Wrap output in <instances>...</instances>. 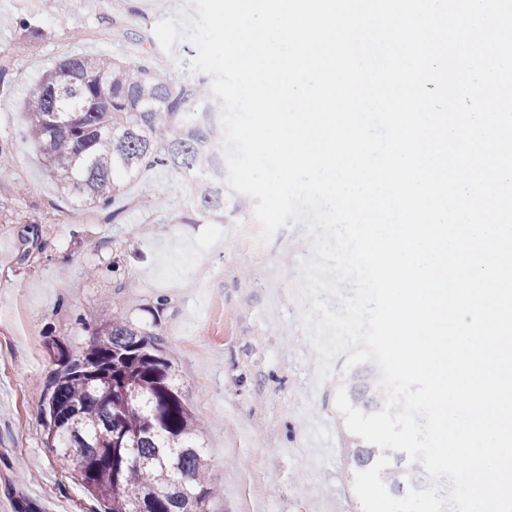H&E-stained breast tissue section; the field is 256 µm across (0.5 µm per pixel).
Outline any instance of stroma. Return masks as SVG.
<instances>
[{
    "mask_svg": "<svg viewBox=\"0 0 512 512\" xmlns=\"http://www.w3.org/2000/svg\"><path fill=\"white\" fill-rule=\"evenodd\" d=\"M20 2L0 13V60L10 61L0 70V512H96L47 446L42 395L56 366L46 344L83 350L105 300L144 320L162 297L159 332L222 488L214 512H359L353 434L335 403L351 369L338 355L318 381L311 305L295 295L311 255L305 224L264 238L254 199L230 190L223 236L180 225L192 189L160 168L74 221L76 204L24 136L29 92L64 54L126 61L146 46L181 76L192 43L164 54L154 27L185 12L184 0Z\"/></svg>",
    "mask_w": 512,
    "mask_h": 512,
    "instance_id": "35a3bbf8",
    "label": "stroma"
}]
</instances>
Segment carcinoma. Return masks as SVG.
<instances>
[{
  "label": "carcinoma",
  "instance_id": "carcinoma-1",
  "mask_svg": "<svg viewBox=\"0 0 512 512\" xmlns=\"http://www.w3.org/2000/svg\"><path fill=\"white\" fill-rule=\"evenodd\" d=\"M151 58L62 56L25 102V135L58 189L80 206L106 207L144 169L173 168L194 188L184 220L222 224L224 188L211 178L215 138L205 118L222 111V100L210 76L175 78ZM164 310L161 300L140 322L112 312L77 354L57 340L47 344L57 366L43 395L47 446L82 459L74 478L104 512H213L201 423L159 337ZM345 386L362 412L383 410L366 397L361 371ZM383 454L386 489L405 495L412 487L405 452L359 446L354 464L368 470Z\"/></svg>",
  "mask_w": 512,
  "mask_h": 512
}]
</instances>
